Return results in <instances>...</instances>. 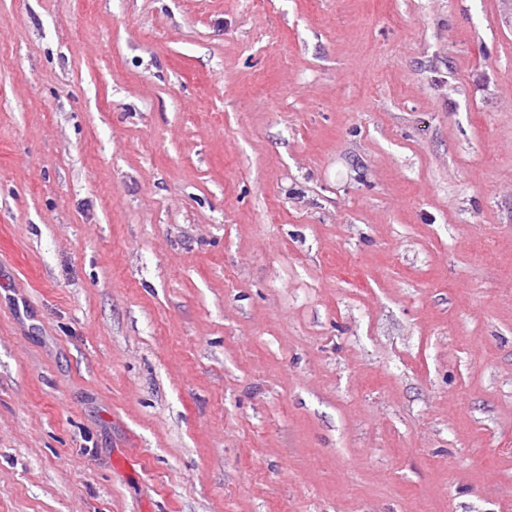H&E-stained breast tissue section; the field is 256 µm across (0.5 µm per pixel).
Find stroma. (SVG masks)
<instances>
[{
  "mask_svg": "<svg viewBox=\"0 0 512 512\" xmlns=\"http://www.w3.org/2000/svg\"><path fill=\"white\" fill-rule=\"evenodd\" d=\"M0 512H512V0H0Z\"/></svg>",
  "mask_w": 512,
  "mask_h": 512,
  "instance_id": "35a3bbf8",
  "label": "stroma"
}]
</instances>
